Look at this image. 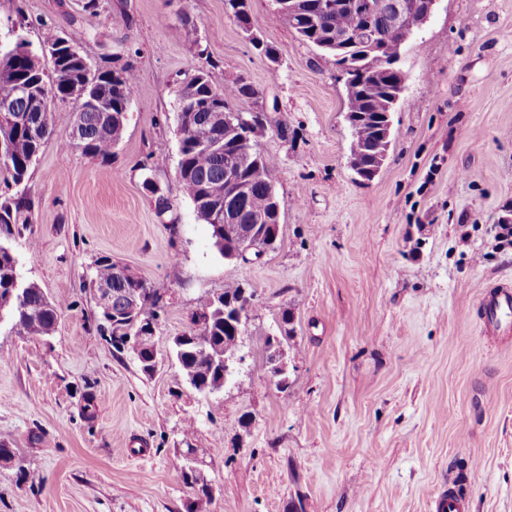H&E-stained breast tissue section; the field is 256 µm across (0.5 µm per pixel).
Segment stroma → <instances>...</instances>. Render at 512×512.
Segmentation results:
<instances>
[{
	"mask_svg": "<svg viewBox=\"0 0 512 512\" xmlns=\"http://www.w3.org/2000/svg\"><path fill=\"white\" fill-rule=\"evenodd\" d=\"M19 1L31 40L83 29L94 65L119 56L139 77L109 163L65 149L74 112L59 103L30 171L14 246L60 316L47 338L0 328V439L26 469L0 463V512H186L188 446L206 512H434L456 480L466 512H512V333L488 328L482 304L512 286V248L495 239L512 219V0H440L405 50L389 157L369 181L348 166L334 60L269 21L272 0L251 11L275 63L224 0H108L96 16L83 0ZM210 66L225 93L246 79L268 109L257 144L277 161L282 215L258 260H224L177 188L175 82ZM144 164L169 189L165 216ZM103 257L163 293V352L201 296L231 279L255 291L246 362L220 392H196L170 361L144 372L96 332L87 282ZM286 310L282 391L264 341Z\"/></svg>",
	"mask_w": 512,
	"mask_h": 512,
	"instance_id": "35a3bbf8",
	"label": "stroma"
}]
</instances>
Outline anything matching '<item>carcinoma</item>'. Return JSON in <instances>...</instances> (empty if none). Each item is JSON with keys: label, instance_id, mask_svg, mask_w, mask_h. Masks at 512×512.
Masks as SVG:
<instances>
[{"label": "carcinoma", "instance_id": "obj_1", "mask_svg": "<svg viewBox=\"0 0 512 512\" xmlns=\"http://www.w3.org/2000/svg\"><path fill=\"white\" fill-rule=\"evenodd\" d=\"M294 2L290 13L273 11L269 20L284 22L298 39L334 59L344 77V102L350 125L351 146L361 153L362 164H370L372 153L379 146L378 128L385 113L395 112L393 91L395 76L384 71L381 56L388 49L406 45L429 23L427 16L417 11L409 14L404 26L397 28L386 14L363 19L351 6L352 0H340L330 11L319 9L320 0H284ZM229 18L244 31L261 28V23L250 12L248 0H225ZM369 23L372 36L336 48L331 41L336 35ZM15 34L5 49L0 50V95L10 90V84L21 83L27 90L26 98L16 101L14 111L0 112V180L12 194L0 198V325L7 324L18 336L52 335L58 322V310L42 288L24 280L19 256L13 247L15 231L32 223L29 198L30 170L52 132L53 104L56 101L79 102L92 98L106 101V109L81 112L77 119V134L65 143V148L102 163L112 156V149L124 133L122 113L129 110L135 96L138 74L127 62L119 67L95 68L79 51L85 32L72 30L66 36L47 33L39 45H34L25 33L22 8L16 9L12 22ZM31 53L47 54L51 60L48 71H33L28 66ZM188 87L198 99V108L187 111L183 97H176L179 160L177 185L188 198L197 219L210 227L213 245L219 254L233 250L231 240L219 243L216 225L208 221L207 211L212 206H224V153L236 149L235 135L213 121L214 112L233 103L256 104L259 92L241 79L234 93L224 95L219 76L210 70H199L188 75ZM45 98L47 104L39 112L32 111L30 102ZM277 162L274 158L255 151L252 160L243 166L241 179L249 185V211L269 212L278 199L274 185ZM117 263L109 258L95 263L93 278L116 291L114 269ZM247 291L232 280L224 285L219 295H205L198 301L191 316L188 332L176 336L172 353L183 380L199 393L216 392L224 385V360L234 359L240 352L243 337L234 328L237 309L243 307ZM162 295L152 290L142 302L144 316L153 319L162 311ZM112 326L110 336L115 347L123 345L117 330L131 321L130 313L113 305V312L104 315ZM290 315L282 314L280 336L275 342L265 340L270 351L269 360L281 358V340L290 336ZM0 461L15 463L19 475H25L22 460L16 449L0 440ZM185 484L194 497L186 505V512H203L212 503V490L202 472L190 465L183 469Z\"/></svg>", "mask_w": 512, "mask_h": 512}]
</instances>
